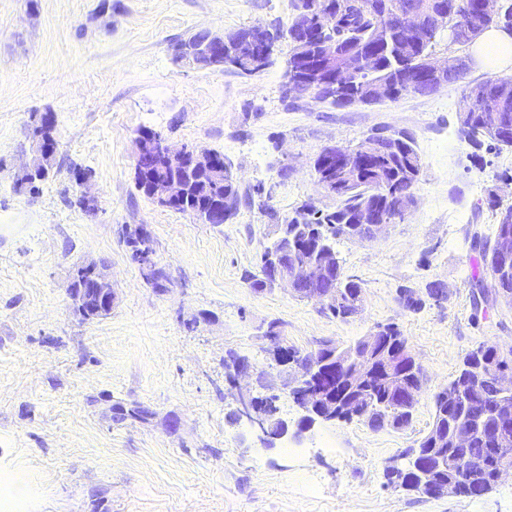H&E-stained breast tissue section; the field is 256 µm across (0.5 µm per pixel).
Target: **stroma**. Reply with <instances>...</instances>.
<instances>
[{"label": "stroma", "instance_id": "35a3bbf8", "mask_svg": "<svg viewBox=\"0 0 512 512\" xmlns=\"http://www.w3.org/2000/svg\"><path fill=\"white\" fill-rule=\"evenodd\" d=\"M292 17V0H0V162H18L34 112L56 114L58 143L37 195L0 172V512H512V474L478 498L430 497L385 477L427 433L432 396L464 356L483 343L512 349V305L474 313L472 280L486 268L471 248L512 207V149L476 153L457 133L467 86L493 71L475 63L431 96L338 108L283 99L280 60L256 76L176 60L197 30L284 28ZM378 128L412 133L422 171L415 208L384 238L336 241L362 283V313L342 321L284 288L254 292L245 276L274 219L308 200L336 205L314 181V158ZM149 129L224 154L244 198L231 223H202L138 189L134 140ZM80 167L94 173L97 213L76 203ZM134 224L151 232L167 292L129 258L123 229ZM85 260L112 275L106 318L71 310L70 272ZM432 281L447 301L426 297ZM402 286L423 295L421 309L403 307ZM273 321L303 354L397 326L427 375L411 425L336 421L297 447H262L233 416L224 361L249 357L264 375L257 395L274 389L280 416L297 418L264 337ZM117 402L156 417L114 422Z\"/></svg>", "mask_w": 512, "mask_h": 512}]
</instances>
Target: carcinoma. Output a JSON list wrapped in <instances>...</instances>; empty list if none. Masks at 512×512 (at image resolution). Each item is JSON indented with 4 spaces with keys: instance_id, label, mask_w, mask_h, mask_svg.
<instances>
[{
    "instance_id": "cac0c4a2",
    "label": "carcinoma",
    "mask_w": 512,
    "mask_h": 512,
    "mask_svg": "<svg viewBox=\"0 0 512 512\" xmlns=\"http://www.w3.org/2000/svg\"><path fill=\"white\" fill-rule=\"evenodd\" d=\"M292 6L294 17L285 34L289 49L284 80L288 85L283 87V95L300 100L313 87L330 80L331 73L319 75L314 68L321 55L322 39L327 38L336 42V95L327 99V103L336 107L365 104L369 88L377 82L391 88L392 101L404 95L435 94V86L422 80L421 72L427 58L435 53L437 39L443 37V30L433 27L437 14L448 16L450 23L462 17L477 22L470 32L448 40L450 45L468 46L491 28L512 35V0H500V10L493 16L484 14L476 0H292ZM406 16L414 17L419 23L411 35L400 26ZM464 100L468 105L459 114V137L476 151L488 140L512 148V79L489 78L471 85ZM370 140L378 144L379 150L365 167L335 165L331 173L336 182L335 208L323 209L304 203L294 211L291 229L299 225L315 226L320 233L318 238L300 239L301 246L315 249L322 245L333 251L336 239L346 236L343 225L355 223L363 211L377 209L402 220L410 211V204L416 202L414 189L422 162L414 137L403 131H378L353 146L336 147V153L344 149L358 153ZM216 156L222 163L221 174L196 184L194 194L201 199L219 196L237 212L242 200L237 176L224 154L218 152ZM506 229L512 230V207L500 212L494 233L473 236L472 247L482 256L492 278L501 268L487 246ZM337 284L346 290L342 296L345 305L363 293L361 282L344 275L339 264L322 287L332 288ZM482 360L496 366H512V350L504 354L492 346L479 345L465 356L448 387L433 396L432 426L448 435L460 429L473 430L469 447L457 448L450 442L448 447L438 449L457 468L465 456L483 455L493 462L496 449L512 448V426L500 431L488 415L495 397L488 371L468 370L474 364L480 365ZM476 376L481 378L480 387L467 400L450 398L451 390ZM390 400L384 382L371 378L365 384L356 414L348 420L364 423L371 404L385 405Z\"/></svg>"
}]
</instances>
